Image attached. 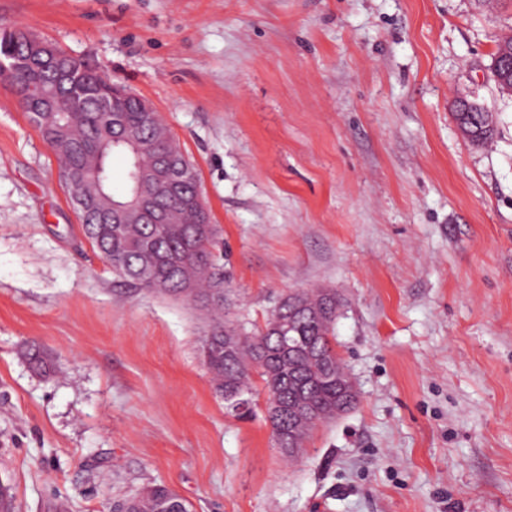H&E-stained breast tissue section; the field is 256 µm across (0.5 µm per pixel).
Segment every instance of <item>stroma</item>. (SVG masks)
<instances>
[{
	"instance_id": "35a3bbf8",
	"label": "stroma",
	"mask_w": 512,
	"mask_h": 512,
	"mask_svg": "<svg viewBox=\"0 0 512 512\" xmlns=\"http://www.w3.org/2000/svg\"><path fill=\"white\" fill-rule=\"evenodd\" d=\"M149 101L222 229L233 317L335 290L360 396L289 462L253 377L214 389L194 302L84 236L56 155L0 86V485L15 512H512V0H0ZM496 120L485 146L454 103ZM39 351L49 374L32 370ZM502 54H497L493 58L492 71L495 75L496 82L502 92L512 95V74L507 70L510 68L506 67L507 57L511 56L512 60V49L511 54L508 51L509 47L505 46ZM113 504L126 507L128 512H190V505L163 484L147 487L141 497L116 500Z\"/></svg>"
}]
</instances>
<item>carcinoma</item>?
I'll list each match as a JSON object with an SVG mask.
<instances>
[{"mask_svg": "<svg viewBox=\"0 0 512 512\" xmlns=\"http://www.w3.org/2000/svg\"><path fill=\"white\" fill-rule=\"evenodd\" d=\"M22 38L20 29L12 31L9 40L0 36V60L22 53ZM65 61L72 71L68 81L51 68L7 67L0 71L3 84L18 98L33 86L50 91L52 111L70 129L69 148L60 155L61 168L81 169L87 155H101L102 170L95 174L87 170L85 177L100 182L107 196L122 205L130 198L137 165L128 145L112 142V128L99 112L95 92L110 78L76 59ZM455 120L472 144L484 145L492 139L494 128L483 121L482 113L457 112ZM123 121L140 142L153 141L152 121L136 104L124 113ZM115 157L125 162L124 185L117 193L112 190ZM201 197L199 173L194 168L190 177L166 189L158 200L170 215L167 224H100L92 211L78 216L85 236L112 271L140 288L183 297L206 308L210 324L202 339L204 362L216 389L228 401L237 406L249 403L245 395L251 393V373L256 368L268 398L286 407L301 404L307 410V417L293 426L298 437L305 439L318 422L336 417L339 404H344V412L356 404L354 399L346 401L353 383L343 362L336 359V292L324 288L291 291L279 300L264 326L250 331L229 319L219 225L211 223L205 210L199 223L187 220V211L199 205ZM282 336L292 337L296 348H283ZM114 505L128 512H190V505L163 484L147 487L139 497L116 500Z\"/></svg>", "mask_w": 512, "mask_h": 512, "instance_id": "obj_1", "label": "carcinoma"}]
</instances>
